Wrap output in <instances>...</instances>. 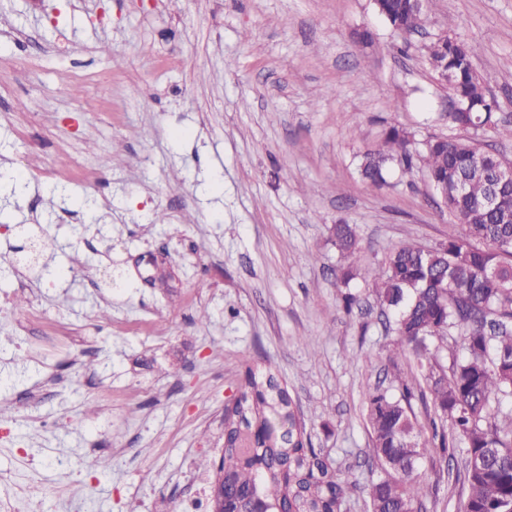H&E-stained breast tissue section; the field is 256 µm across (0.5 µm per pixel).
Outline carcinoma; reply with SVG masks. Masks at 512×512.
Here are the masks:
<instances>
[{
  "label": "carcinoma",
  "mask_w": 512,
  "mask_h": 512,
  "mask_svg": "<svg viewBox=\"0 0 512 512\" xmlns=\"http://www.w3.org/2000/svg\"><path fill=\"white\" fill-rule=\"evenodd\" d=\"M378 12L393 32L408 36L423 13L409 0H378ZM434 78H446L448 101L470 104L448 113L454 137L431 136L414 146L405 128L391 124L365 148L360 173L372 186L398 169L419 166L454 222L434 249L407 243L392 249L383 266L361 268L354 259L359 239L351 224L333 227V244L353 259L339 271L344 286L362 277L395 312L399 339L388 360L399 369L408 359L411 377L397 376L395 389L367 391L371 452L382 475L373 481L370 512H404L426 495L417 467L424 458L454 464L464 500L460 512H512V187L497 186L499 204L484 205L499 155L483 149L479 132L512 140V122L498 116L496 99L480 81L473 50L450 34L421 46ZM459 332L462 340L454 338ZM448 352L449 367L436 352ZM233 408L224 411V509L246 512L263 503L269 512H341L356 483L336 471L333 460L313 448L305 423L291 408L286 389L249 368ZM432 405L422 421L413 403ZM290 425L282 432L278 423Z\"/></svg>",
  "instance_id": "1"
}]
</instances>
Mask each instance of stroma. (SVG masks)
<instances>
[{
    "label": "stroma",
    "instance_id": "stroma-1",
    "mask_svg": "<svg viewBox=\"0 0 512 512\" xmlns=\"http://www.w3.org/2000/svg\"><path fill=\"white\" fill-rule=\"evenodd\" d=\"M445 28L512 122V0H434L406 42L373 0H0V294L68 329L0 319V497L35 482L62 490L43 512H156L212 479L224 409L268 365L355 481L342 512H369L364 395L397 335L363 279L337 281L330 229L356 227L365 268L445 240L421 172L358 171L387 125L455 136L418 51ZM33 232L50 244L25 267ZM419 473L427 512H458L446 462Z\"/></svg>",
    "mask_w": 512,
    "mask_h": 512
}]
</instances>
